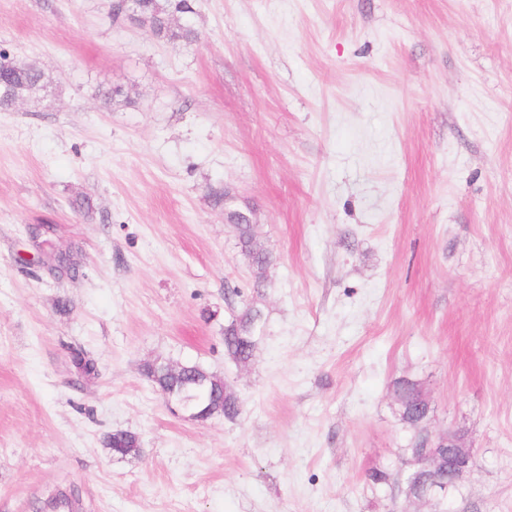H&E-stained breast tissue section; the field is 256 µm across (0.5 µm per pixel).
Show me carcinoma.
Segmentation results:
<instances>
[{"label":"carcinoma","mask_w":512,"mask_h":512,"mask_svg":"<svg viewBox=\"0 0 512 512\" xmlns=\"http://www.w3.org/2000/svg\"><path fill=\"white\" fill-rule=\"evenodd\" d=\"M141 25L150 29L152 34L165 42L191 41L196 37L195 29L187 24H173L177 14L193 12L192 0H137ZM49 77L34 66L25 64L0 50V112L15 110L16 94L23 93L30 97L47 88ZM256 237L254 224H242L238 233V244L242 253L254 265H259L261 258L254 252L252 240ZM261 321V310L249 306L239 314H231V319L224 326V351L239 364L249 363L257 345L256 328ZM71 361L80 374L86 378L97 372L94 359L82 352H74ZM147 375L160 391H173L188 400L189 405L200 410L207 405L224 404V418L233 420L240 414V405L234 392L227 389L224 380L207 372L197 365L188 366V371L175 378L163 371L149 367ZM108 448L117 455L138 447L135 434L117 432L107 437Z\"/></svg>","instance_id":"obj_1"}]
</instances>
